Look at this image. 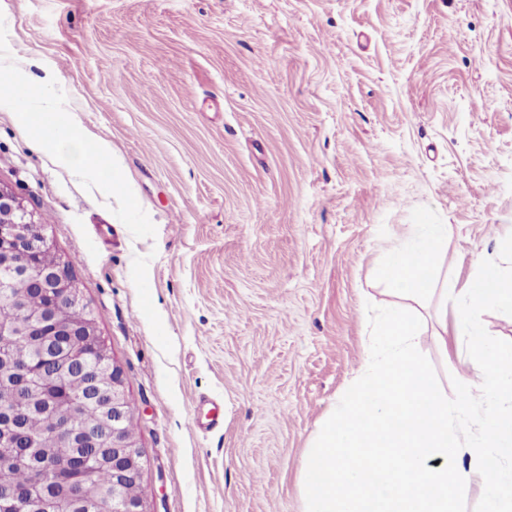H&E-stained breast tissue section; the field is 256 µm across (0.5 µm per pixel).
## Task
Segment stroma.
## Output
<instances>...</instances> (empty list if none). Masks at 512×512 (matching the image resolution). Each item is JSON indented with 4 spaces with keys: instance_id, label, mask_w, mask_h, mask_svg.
I'll return each mask as SVG.
<instances>
[{
    "instance_id": "obj_1",
    "label": "stroma",
    "mask_w": 512,
    "mask_h": 512,
    "mask_svg": "<svg viewBox=\"0 0 512 512\" xmlns=\"http://www.w3.org/2000/svg\"><path fill=\"white\" fill-rule=\"evenodd\" d=\"M1 65L52 75L118 164L114 192L61 166L0 89V183L123 371L152 512H302L367 307L397 302L385 249L447 225L459 289L512 233V0H0ZM203 399L223 426L191 430Z\"/></svg>"
}]
</instances>
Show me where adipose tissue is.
Wrapping results in <instances>:
<instances>
[{"instance_id":"obj_1","label":"adipose tissue","mask_w":512,"mask_h":512,"mask_svg":"<svg viewBox=\"0 0 512 512\" xmlns=\"http://www.w3.org/2000/svg\"><path fill=\"white\" fill-rule=\"evenodd\" d=\"M51 124L39 135L43 146L56 152L59 160L87 178H105L116 169L107 144L91 137L80 125L61 115V102L42 98ZM448 238L444 224L420 225L406 243L387 250L379 275L388 292L415 304H422L435 292L431 278L434 260Z\"/></svg>"}]
</instances>
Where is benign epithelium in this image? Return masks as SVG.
I'll use <instances>...</instances> for the list:
<instances>
[{
  "mask_svg": "<svg viewBox=\"0 0 512 512\" xmlns=\"http://www.w3.org/2000/svg\"><path fill=\"white\" fill-rule=\"evenodd\" d=\"M55 250L48 226L28 210L22 198L12 189L0 184V289L15 291L12 301L22 302L24 285L29 282L46 285L48 297L45 317L32 326L35 331L34 351L36 364L41 370L53 375L62 372H78L83 369L86 357H93L100 365L112 370V384L105 390H95L82 397L80 402L94 401L100 410L99 426L86 430L77 438L79 446L92 449L90 453L77 454L55 466L60 480H73L91 462L112 466V489H104L97 495V502L106 512H151L148 501L129 500L119 495V488L128 481L142 476L143 459L138 442L131 441L124 430L127 419L134 415L130 405L125 380L120 367L109 353L90 345V337L97 335L96 324L85 321L78 328L67 330L76 340L65 349L50 346L47 338L62 332L58 318L72 308L83 310L80 287L64 260L53 268H44L35 259ZM33 368L17 365L9 373V389L12 394L21 393L30 404H41L47 399L61 401L58 394L33 388ZM3 504L19 502L24 512H52V501L34 493V489L22 487L0 498Z\"/></svg>",
  "mask_w": 512,
  "mask_h": 512,
  "instance_id": "obj_1",
  "label": "benign epithelium"
}]
</instances>
